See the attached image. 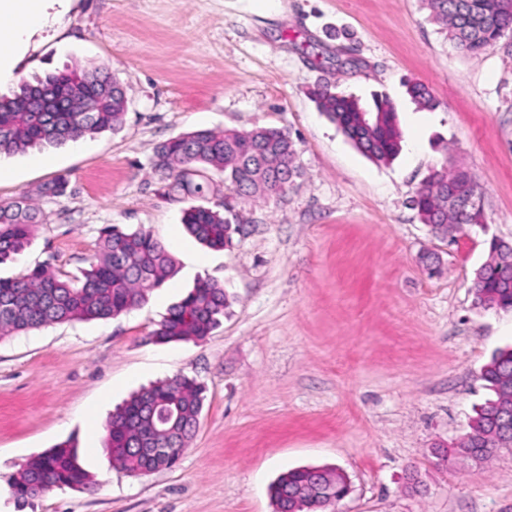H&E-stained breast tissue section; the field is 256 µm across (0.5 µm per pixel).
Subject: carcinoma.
<instances>
[{
  "label": "carcinoma",
  "instance_id": "obj_1",
  "mask_svg": "<svg viewBox=\"0 0 512 512\" xmlns=\"http://www.w3.org/2000/svg\"><path fill=\"white\" fill-rule=\"evenodd\" d=\"M429 20L461 52L478 56L503 38L512 50V0H421ZM63 83L74 93L72 112H34L35 85ZM408 95L422 109L437 105L431 89L420 81L406 84ZM93 90L101 96L100 111L84 112L83 97ZM311 95L318 108L364 154L383 163L400 150L401 133L394 103L385 96L374 108L336 91L316 86ZM125 116L122 102L112 96L111 73L103 67L74 68L49 73L25 83L11 98L0 97V154L23 152L41 144L62 145L86 134L115 130ZM155 170L166 181L169 196L200 200L228 190L239 196L270 199L286 194L301 175L297 149L285 128L258 126L240 132L197 130L164 142L156 152ZM224 180L216 184L208 173ZM422 223L443 238L464 224L484 219L483 192L467 171H432L412 200ZM38 216L28 194L0 202V264L12 259L30 241ZM183 224L202 245L222 250L231 246L242 226L219 209L203 204L184 211ZM175 273L166 248L143 229L104 227L84 280L78 284L38 265L15 278H0V340L74 320H105L144 304L152 291ZM472 288L483 308L512 310V244L493 239L486 262L475 272ZM229 297L224 287L199 280L173 305L149 334L155 343L200 342L220 324ZM493 393L476 412L470 432L491 438L500 427V408L512 409V348L495 352L481 370ZM205 388L192 378L177 375L143 388L118 408L106 425V447L113 464L133 476H146L172 467L188 448L199 425ZM502 452L500 448L470 447L468 439L440 449L447 460L462 455L475 465ZM18 507L23 508L54 488L89 491L97 486L81 467L74 445L64 441L26 463L8 482ZM351 492L343 470L321 468L315 473L301 466L281 474L270 486L277 512H325Z\"/></svg>",
  "mask_w": 512,
  "mask_h": 512
}]
</instances>
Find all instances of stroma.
<instances>
[{
  "label": "stroma",
  "instance_id": "1",
  "mask_svg": "<svg viewBox=\"0 0 512 512\" xmlns=\"http://www.w3.org/2000/svg\"><path fill=\"white\" fill-rule=\"evenodd\" d=\"M46 11L0 95L105 66L128 109L119 130L0 156L13 170L0 202L29 193L41 217L0 277L47 262L81 278L110 224L150 231L176 273L117 318L0 340V484L68 439L98 482L22 511L5 492L0 512H274L269 485L300 466L349 475L351 493L327 512H512V453L478 471L436 454L468 432L491 396L482 367L512 346V311L477 307L472 289L490 240L512 243V55L463 54L419 0H49ZM409 80L431 88L435 110L410 99ZM326 81L366 105L393 101V162L368 159L318 110L310 92ZM257 126L288 129L302 174L266 202L209 197L243 231L231 248H204L182 224L191 199L165 193L156 151L180 133ZM39 155L48 166L33 165ZM443 166L484 188V223L452 245L410 204ZM59 178L62 195H40ZM200 278L230 297L220 325L198 343L147 342ZM176 375L206 387L178 464L139 477L113 467L112 412Z\"/></svg>",
  "mask_w": 512,
  "mask_h": 512
}]
</instances>
